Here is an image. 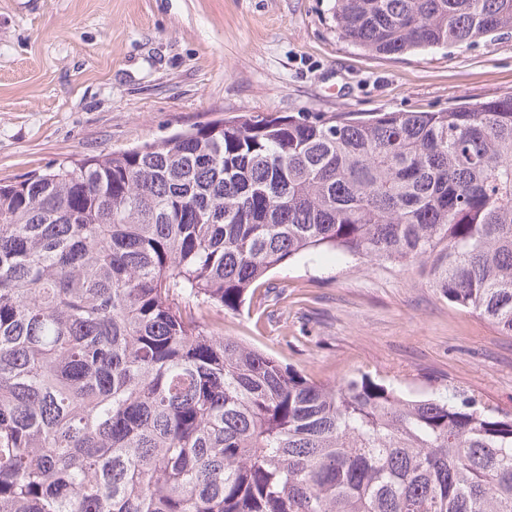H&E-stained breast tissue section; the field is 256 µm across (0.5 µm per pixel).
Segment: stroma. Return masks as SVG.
Here are the masks:
<instances>
[{
	"label": "stroma",
	"mask_w": 512,
	"mask_h": 512,
	"mask_svg": "<svg viewBox=\"0 0 512 512\" xmlns=\"http://www.w3.org/2000/svg\"><path fill=\"white\" fill-rule=\"evenodd\" d=\"M332 0H0V184L243 112L436 111L512 93V32L389 56ZM260 310L207 321L306 377L452 388L512 411V336L427 272L335 251L291 259Z\"/></svg>",
	"instance_id": "obj_1"
}]
</instances>
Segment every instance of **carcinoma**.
Here are the masks:
<instances>
[{
    "mask_svg": "<svg viewBox=\"0 0 512 512\" xmlns=\"http://www.w3.org/2000/svg\"><path fill=\"white\" fill-rule=\"evenodd\" d=\"M400 55L512 0H335ZM322 248L427 265L512 336V94L244 112L0 184V512H512V412L316 383L203 318Z\"/></svg>",
    "mask_w": 512,
    "mask_h": 512,
    "instance_id": "carcinoma-1",
    "label": "carcinoma"
}]
</instances>
